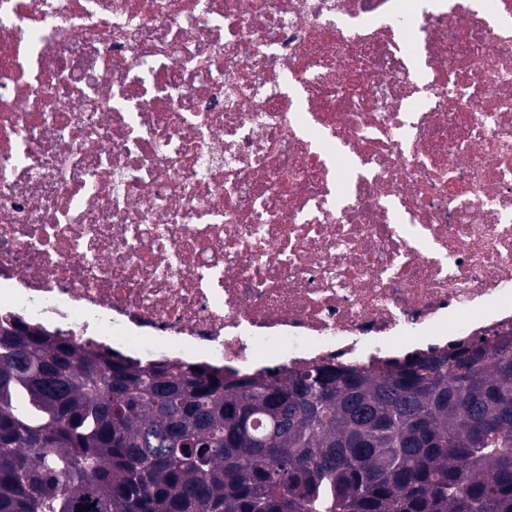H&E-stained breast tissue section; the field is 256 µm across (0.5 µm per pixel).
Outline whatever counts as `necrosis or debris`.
<instances>
[{
	"label": "necrosis or debris",
	"instance_id": "necrosis-or-debris-1",
	"mask_svg": "<svg viewBox=\"0 0 512 512\" xmlns=\"http://www.w3.org/2000/svg\"><path fill=\"white\" fill-rule=\"evenodd\" d=\"M431 2L0 0V315L242 375L511 336L512 0Z\"/></svg>",
	"mask_w": 512,
	"mask_h": 512
}]
</instances>
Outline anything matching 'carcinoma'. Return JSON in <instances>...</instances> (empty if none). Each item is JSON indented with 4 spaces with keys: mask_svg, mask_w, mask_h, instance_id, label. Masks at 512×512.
I'll return each instance as SVG.
<instances>
[{
    "mask_svg": "<svg viewBox=\"0 0 512 512\" xmlns=\"http://www.w3.org/2000/svg\"><path fill=\"white\" fill-rule=\"evenodd\" d=\"M0 512H512V339L237 376L16 323Z\"/></svg>",
    "mask_w": 512,
    "mask_h": 512,
    "instance_id": "carcinoma-1",
    "label": "carcinoma"
}]
</instances>
